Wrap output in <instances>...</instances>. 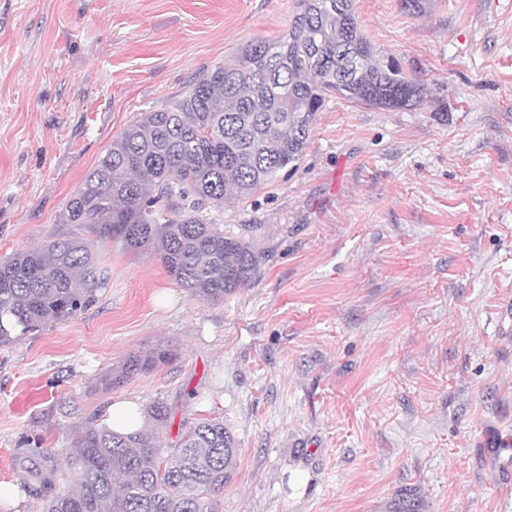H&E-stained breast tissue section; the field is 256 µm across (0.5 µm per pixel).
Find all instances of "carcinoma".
Listing matches in <instances>:
<instances>
[{"mask_svg": "<svg viewBox=\"0 0 512 512\" xmlns=\"http://www.w3.org/2000/svg\"><path fill=\"white\" fill-rule=\"evenodd\" d=\"M426 86L399 58L379 55L355 0H296L288 32L242 44L229 63L203 73L170 110L145 112L87 173L59 223L80 232L0 258V346L76 316L109 276L100 244L149 250L190 297L219 302L250 286L263 252L247 224L202 215L209 204L248 198L303 157L325 100L406 108ZM158 346L133 353L108 378L117 386L171 359ZM149 429L123 434L89 421L65 464L75 489L58 484L59 457L23 448L13 458L44 512H219L237 465L233 433L220 420L194 423L164 451L167 406H146Z\"/></svg>", "mask_w": 512, "mask_h": 512, "instance_id": "carcinoma-1", "label": "carcinoma"}]
</instances>
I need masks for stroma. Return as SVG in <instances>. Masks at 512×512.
<instances>
[{"instance_id": "obj_1", "label": "stroma", "mask_w": 512, "mask_h": 512, "mask_svg": "<svg viewBox=\"0 0 512 512\" xmlns=\"http://www.w3.org/2000/svg\"><path fill=\"white\" fill-rule=\"evenodd\" d=\"M295 0H0V256L72 232L70 195L124 130L171 109ZM416 106L329 98L297 169L208 209L257 225L251 286L189 297L146 251L99 249L91 306L0 346V483L34 444L65 455L127 397L164 443L235 434L223 512H512V0H355ZM163 344L173 359L108 389Z\"/></svg>"}]
</instances>
